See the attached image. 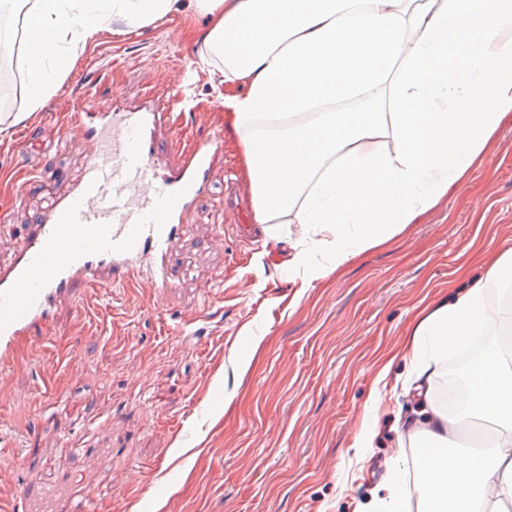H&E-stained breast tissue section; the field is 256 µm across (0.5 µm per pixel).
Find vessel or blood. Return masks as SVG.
<instances>
[{"instance_id":"b4317fda","label":"vessel or blood","mask_w":512,"mask_h":512,"mask_svg":"<svg viewBox=\"0 0 512 512\" xmlns=\"http://www.w3.org/2000/svg\"><path fill=\"white\" fill-rule=\"evenodd\" d=\"M161 113L150 109L81 114L88 143L80 182L52 201L11 265L0 269V355L16 337L47 328L57 298L70 283H125L150 261L157 283L181 217L202 191L217 137L199 138L180 153L176 169L156 162Z\"/></svg>"}]
</instances>
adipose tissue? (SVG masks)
Here are the masks:
<instances>
[{"label": "adipose tissue", "instance_id": "obj_1", "mask_svg": "<svg viewBox=\"0 0 512 512\" xmlns=\"http://www.w3.org/2000/svg\"><path fill=\"white\" fill-rule=\"evenodd\" d=\"M27 106L38 111L88 37L128 33L178 0H20ZM193 38L224 75V127L235 137L256 224H298L288 269L326 279L446 206L512 121V0H195ZM461 271L406 329L399 358L378 362L374 403L390 382L418 407L399 440L429 448L416 469L394 456L355 512H512V240ZM494 336L457 419L433 380L471 337ZM495 434L481 452L449 449L455 420Z\"/></svg>", "mask_w": 512, "mask_h": 512}]
</instances>
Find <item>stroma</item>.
Segmentation results:
<instances>
[{
  "label": "stroma",
  "instance_id": "35a3bbf8",
  "mask_svg": "<svg viewBox=\"0 0 512 512\" xmlns=\"http://www.w3.org/2000/svg\"><path fill=\"white\" fill-rule=\"evenodd\" d=\"M185 10L128 34L99 33L47 99L21 123L26 74L8 56L11 104L0 110V267L27 241L51 197L80 178L86 150L66 121L102 101L152 102L172 113L182 143L211 135L219 149L207 184L168 253L171 282L140 276L106 290L73 282L51 330L20 337L0 383V512L18 487L38 500L97 461L99 512H347L359 475L379 473L397 448L393 417L411 400L388 393L382 436L364 460L350 444L369 416L377 360L401 348L428 294L447 290L477 249L512 236V128L483 171L387 245L302 287L283 239L251 223L250 196L224 128V84L199 61ZM34 137L41 153L24 155ZM264 339L246 379L237 362ZM232 403H225V396Z\"/></svg>",
  "mask_w": 512,
  "mask_h": 512
}]
</instances>
